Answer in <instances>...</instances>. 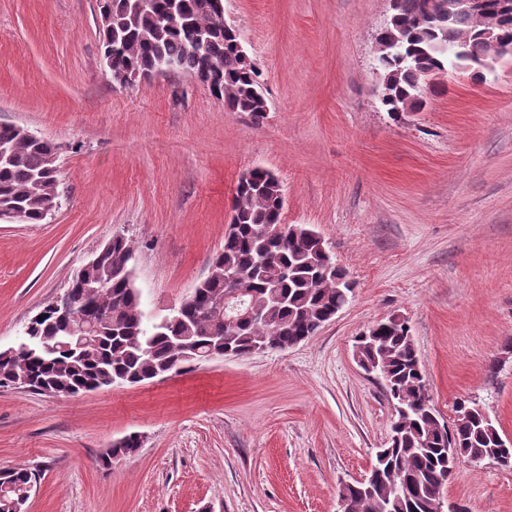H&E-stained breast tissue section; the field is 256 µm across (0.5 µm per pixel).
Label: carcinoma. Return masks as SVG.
Here are the masks:
<instances>
[{"label":"carcinoma","mask_w":512,"mask_h":512,"mask_svg":"<svg viewBox=\"0 0 512 512\" xmlns=\"http://www.w3.org/2000/svg\"><path fill=\"white\" fill-rule=\"evenodd\" d=\"M177 5L178 20L167 14ZM215 0H104L107 19L100 27L103 57L113 79L129 72L150 75L161 60H174L180 71L208 86L227 112H243L256 123L268 112L257 73L238 49L240 33L214 29ZM389 27L378 35L383 84L382 106L392 115L416 112L424 105L422 79L431 70L453 67L448 43L465 38L471 60L486 55L477 35L478 23L463 13H448V0H394ZM0 210H18L27 224H41L49 200L58 191L57 149L45 139H32L25 128L0 123ZM239 182L224 247L211 262L212 272L199 282L194 298L159 321L141 308L130 261L133 247L123 236L112 238V251L71 282L66 292L27 324L33 340L49 351L39 358L23 352L14 358L0 351V387L42 384L72 396L97 383L120 379L137 385L166 372L182 359L180 343L195 346L202 357H245L258 346L268 351L293 347L329 323L349 301L353 286L347 271L322 250L320 234H296L280 224L282 187L269 170H250ZM232 268L247 288L245 301L263 318L225 322L214 301L233 284L224 280ZM75 305L105 318L95 322L89 343L72 341L78 321L60 308ZM360 359L378 368L390 400H407L397 413L400 437L376 456L371 492L358 483L340 488L347 512H436L452 461L458 457L509 458L512 442L503 438L498 421L475 402H457L452 425L437 410L421 406L428 393L425 375L405 320H382L356 337ZM36 475L26 468L0 471V512H20L28 502Z\"/></svg>","instance_id":"obj_1"}]
</instances>
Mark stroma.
<instances>
[{
	"label": "stroma",
	"mask_w": 512,
	"mask_h": 512,
	"mask_svg": "<svg viewBox=\"0 0 512 512\" xmlns=\"http://www.w3.org/2000/svg\"><path fill=\"white\" fill-rule=\"evenodd\" d=\"M223 4L269 104L258 125L182 72L115 84L97 0H0V122L55 144L60 180L51 223L0 221V348L116 235L134 245L145 313L170 314L209 274L256 167L353 297L284 351L77 396L0 388V470L35 473L27 512H336L390 435L354 339L393 314L444 421L471 399L512 437V62L430 78L424 107L395 118L373 92L391 0ZM132 433L137 453L102 468ZM445 494L512 512V467L459 463Z\"/></svg>",
	"instance_id": "obj_1"
}]
</instances>
